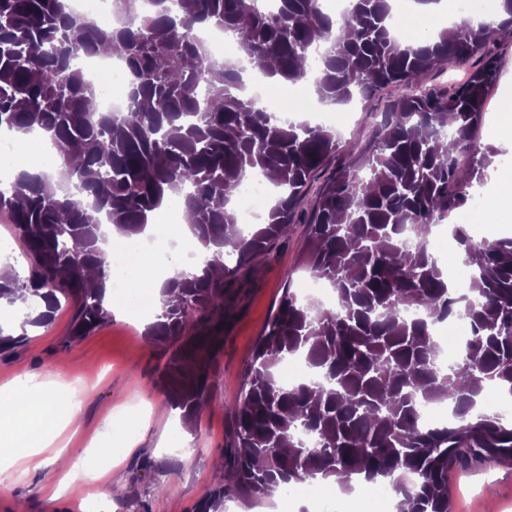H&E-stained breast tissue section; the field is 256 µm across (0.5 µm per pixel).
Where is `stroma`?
<instances>
[{
  "mask_svg": "<svg viewBox=\"0 0 512 512\" xmlns=\"http://www.w3.org/2000/svg\"><path fill=\"white\" fill-rule=\"evenodd\" d=\"M501 76L491 90L486 114L512 105V30L503 29L491 46ZM397 95L379 89L366 101L343 109L340 141H360L375 112ZM306 226L296 215L247 285L212 376L211 402L191 431H184L157 381L168 355L149 344L146 323L113 315L104 326L76 342H66L71 311L59 309L44 327L28 331L26 341L0 353V389L22 390L43 382L56 394L80 401L77 432H64L67 451L44 470L16 477L0 489V512H79L97 503L101 512H192L194 505L223 481L215 466L231 444L225 409L244 389V368L285 288L299 290L309 272L303 261ZM66 486H59L60 478ZM166 484L157 493L156 481ZM453 512H512V467L457 473Z\"/></svg>",
  "mask_w": 512,
  "mask_h": 512,
  "instance_id": "obj_1",
  "label": "stroma"
}]
</instances>
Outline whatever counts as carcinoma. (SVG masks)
I'll return each instance as SVG.
<instances>
[{
    "instance_id": "cac0c4a2",
    "label": "carcinoma",
    "mask_w": 512,
    "mask_h": 512,
    "mask_svg": "<svg viewBox=\"0 0 512 512\" xmlns=\"http://www.w3.org/2000/svg\"><path fill=\"white\" fill-rule=\"evenodd\" d=\"M508 18L475 28L469 18L417 44L390 33L391 0H350L326 13L320 0H112L126 18L103 28L62 0H0V129L49 135L61 181L20 169L0 190V217L27 260L0 275V301L28 309L24 325L50 322L73 304L69 341L110 318L88 269L111 279L101 245L107 222L132 239L172 199L212 258L173 264L162 293L178 292L145 332L170 352L159 384L180 418L196 421L224 333L260 259L292 223L313 175L337 165L308 216L304 263L336 294L331 306L285 288L244 369L246 389L226 408L232 444L224 482L194 512L224 499L271 497L301 483H390L397 512H448V475L489 463L512 466V419L487 407L512 394V238L475 239L451 228L466 290L428 248L429 228L470 204L504 151L476 131L499 62L489 51ZM230 33L265 77L314 79L325 105L368 100L393 85L407 92L376 113L362 143H341L318 123L293 121L245 94L242 69L208 59L201 28ZM106 44L123 60L131 106L92 112L95 87L79 61ZM469 66L467 80L426 84L435 71ZM268 183L274 201L243 230L233 198L241 181ZM464 318L471 334L439 365L432 325ZM300 359L313 373L281 381ZM444 402L452 421L428 428L424 405Z\"/></svg>"
}]
</instances>
